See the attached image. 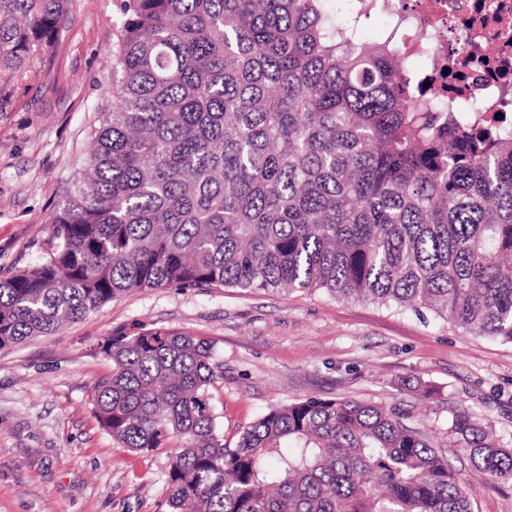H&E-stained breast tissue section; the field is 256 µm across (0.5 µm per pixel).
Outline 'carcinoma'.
<instances>
[{
	"label": "carcinoma",
	"instance_id": "cac0c4a2",
	"mask_svg": "<svg viewBox=\"0 0 512 512\" xmlns=\"http://www.w3.org/2000/svg\"><path fill=\"white\" fill-rule=\"evenodd\" d=\"M69 0H0V73L59 38ZM330 0H121L110 108L52 224L0 274V349L166 287L325 292L428 309L512 343V123L416 93L397 44ZM95 417L134 452L179 446L169 512H472L426 435L385 405L305 397L224 446L212 341L107 337ZM448 447L512 482V448L459 411Z\"/></svg>",
	"mask_w": 512,
	"mask_h": 512
}]
</instances>
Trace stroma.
I'll return each mask as SVG.
<instances>
[{
	"label": "stroma",
	"mask_w": 512,
	"mask_h": 512,
	"mask_svg": "<svg viewBox=\"0 0 512 512\" xmlns=\"http://www.w3.org/2000/svg\"><path fill=\"white\" fill-rule=\"evenodd\" d=\"M118 0H69L52 54L0 76V271L35 263L110 103ZM209 339L224 363L215 405L224 443L274 406L307 396L391 406L459 472L473 512H512V485L474 473L448 445L467 410L512 448V343L323 293L160 288L112 300L58 331L0 349V512H168V451L113 442L91 405L111 365L96 350L135 325Z\"/></svg>",
	"instance_id": "stroma-1"
}]
</instances>
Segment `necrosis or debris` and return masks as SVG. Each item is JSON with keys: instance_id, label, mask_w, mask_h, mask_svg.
I'll return each mask as SVG.
<instances>
[{"instance_id": "4bbe7bcc", "label": "necrosis or debris", "mask_w": 512, "mask_h": 512, "mask_svg": "<svg viewBox=\"0 0 512 512\" xmlns=\"http://www.w3.org/2000/svg\"><path fill=\"white\" fill-rule=\"evenodd\" d=\"M385 17L416 85L474 122L512 115V0H354Z\"/></svg>"}]
</instances>
